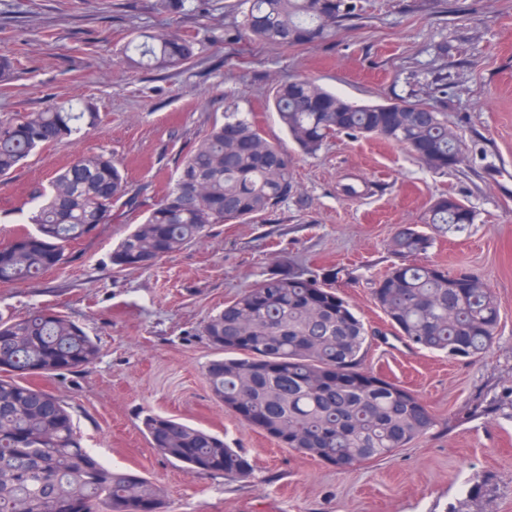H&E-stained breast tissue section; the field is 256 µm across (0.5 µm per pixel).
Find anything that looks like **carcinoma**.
<instances>
[{
    "label": "carcinoma",
    "mask_w": 512,
    "mask_h": 512,
    "mask_svg": "<svg viewBox=\"0 0 512 512\" xmlns=\"http://www.w3.org/2000/svg\"><path fill=\"white\" fill-rule=\"evenodd\" d=\"M240 25L259 44L323 41L356 16V0H245ZM158 68L193 60L196 43L176 32L148 34L134 46ZM272 99L298 149L317 154L338 135H376L406 147L426 168L450 170L460 143L445 112L407 101L357 104L312 78L279 83ZM99 121L96 112L53 104L0 120V177L32 152L69 141ZM295 192L292 157L250 120L233 112L187 152L166 194L112 250L120 270L146 269L180 251L214 224L247 221ZM123 165L106 152L80 155L50 182L30 217L35 230L0 245V283L37 278L64 267L73 244L112 223L129 196ZM474 212L441 198L424 223L462 231ZM398 262L373 283L372 296L408 345L477 360L493 343L500 309L488 287H466L479 275L449 272L420 256L431 238L409 224L393 239ZM369 331L349 302L307 270L272 273L243 290L200 329L216 357L205 365L215 398L255 417L248 426L288 432L294 448L341 473L392 455L426 435L435 418L408 388L364 367ZM100 347L81 326L51 307L0 315V512H135L143 500L166 512L162 486L118 470L81 444L69 405L18 380L92 366ZM143 430L169 462L193 473L248 478L253 466L224 439L176 418L148 415Z\"/></svg>",
    "instance_id": "obj_1"
}]
</instances>
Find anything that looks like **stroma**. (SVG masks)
Listing matches in <instances>:
<instances>
[{
	"instance_id": "1",
	"label": "stroma",
	"mask_w": 512,
	"mask_h": 512,
	"mask_svg": "<svg viewBox=\"0 0 512 512\" xmlns=\"http://www.w3.org/2000/svg\"><path fill=\"white\" fill-rule=\"evenodd\" d=\"M358 3L332 40L287 48L240 37V0H188L178 16L157 0H0V51L17 68L0 85V117L76 102L100 115L79 138L35 151L0 181V242L29 229L33 191L79 155L112 152L134 195L124 217L75 244L62 269L0 284V312L50 306L98 340L101 356L88 371L34 383L71 406L91 452L162 485L167 512H512V197L487 178L512 170V0ZM145 30L179 31L198 54L178 69L131 66L125 46ZM297 76L359 104L445 100L461 163L432 172L399 145L335 137L317 156L293 152L296 191L277 209L214 225L151 269H115V246L165 194L192 142L226 113L288 144L268 100ZM347 184L359 196L345 197ZM448 195L474 212L464 231L424 221L430 203ZM406 224L433 239L424 261L469 268L496 296L500 324L479 360L410 347L376 306L372 283L396 262L393 237ZM291 266L330 275L374 329L364 365L421 398L435 417L424 437L341 474L214 398L204 374L214 352L201 325ZM149 414L223 436L251 461L252 475L229 481L171 464L143 433Z\"/></svg>"
}]
</instances>
